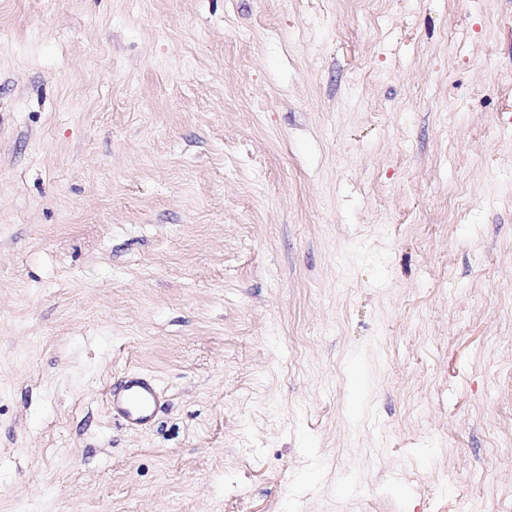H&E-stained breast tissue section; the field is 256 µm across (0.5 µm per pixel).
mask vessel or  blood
Wrapping results in <instances>:
<instances>
[{"label": "vessel or blood", "mask_w": 512, "mask_h": 512, "mask_svg": "<svg viewBox=\"0 0 512 512\" xmlns=\"http://www.w3.org/2000/svg\"><path fill=\"white\" fill-rule=\"evenodd\" d=\"M109 402L113 413L128 428L139 430L155 420L162 406V396L150 377L130 371L112 389Z\"/></svg>", "instance_id": "1"}]
</instances>
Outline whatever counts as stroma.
Instances as JSON below:
<instances>
[{
	"label": "stroma",
	"mask_w": 512,
	"mask_h": 512,
	"mask_svg": "<svg viewBox=\"0 0 512 512\" xmlns=\"http://www.w3.org/2000/svg\"><path fill=\"white\" fill-rule=\"evenodd\" d=\"M0 512H512V0H0ZM112 413L132 430L150 425L162 406V396L152 379L139 371L125 374L110 393Z\"/></svg>",
	"instance_id": "stroma-1"
}]
</instances>
